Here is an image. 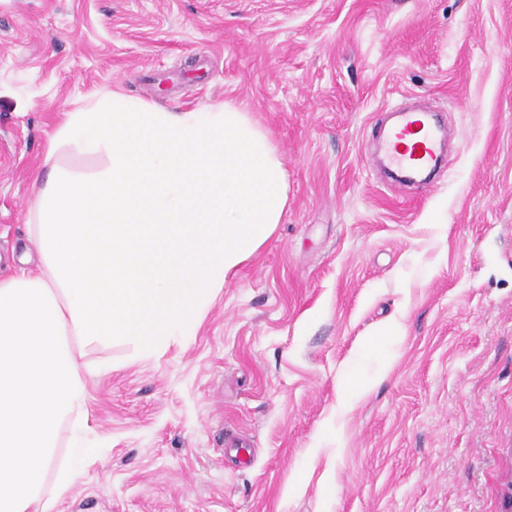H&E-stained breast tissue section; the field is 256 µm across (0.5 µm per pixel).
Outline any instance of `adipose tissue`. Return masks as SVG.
<instances>
[{
    "instance_id": "obj_1",
    "label": "adipose tissue",
    "mask_w": 512,
    "mask_h": 512,
    "mask_svg": "<svg viewBox=\"0 0 512 512\" xmlns=\"http://www.w3.org/2000/svg\"><path fill=\"white\" fill-rule=\"evenodd\" d=\"M25 226L34 268L0 278V512H56L76 469L52 472L59 430L87 427L88 344L154 352L194 335L228 275L288 207L280 156L232 105L165 112L113 93L67 113ZM58 163L68 169L95 172L102 168L104 158L99 154L63 147L58 154Z\"/></svg>"
}]
</instances>
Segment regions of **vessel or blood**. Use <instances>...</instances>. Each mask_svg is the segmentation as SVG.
Here are the masks:
<instances>
[{"instance_id": "1", "label": "vessel or blood", "mask_w": 512, "mask_h": 512, "mask_svg": "<svg viewBox=\"0 0 512 512\" xmlns=\"http://www.w3.org/2000/svg\"><path fill=\"white\" fill-rule=\"evenodd\" d=\"M454 129L431 123L428 114L403 110L384 135V153L401 181L426 179L440 164L443 146L454 139Z\"/></svg>"}]
</instances>
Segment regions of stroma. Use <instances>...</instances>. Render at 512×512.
Returning <instances> with one entry per match:
<instances>
[{"mask_svg": "<svg viewBox=\"0 0 512 512\" xmlns=\"http://www.w3.org/2000/svg\"><path fill=\"white\" fill-rule=\"evenodd\" d=\"M116 91L243 108L288 209L196 335L85 347L95 451L61 512H504L512 0H0L1 271L65 113ZM408 94L458 134L429 189L377 164Z\"/></svg>", "mask_w": 512, "mask_h": 512, "instance_id": "obj_1", "label": "stroma"}]
</instances>
